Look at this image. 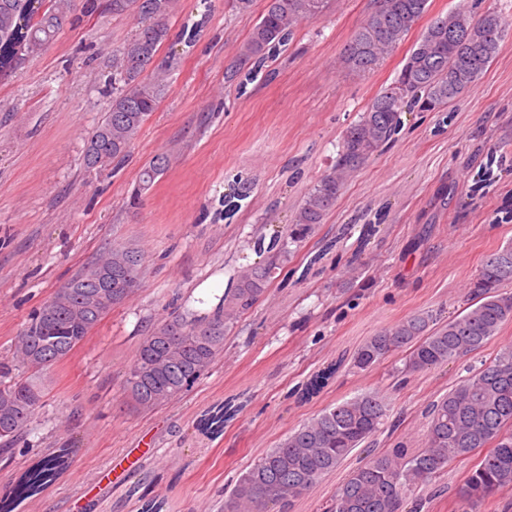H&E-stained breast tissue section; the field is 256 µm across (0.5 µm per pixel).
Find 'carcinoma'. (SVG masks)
Instances as JSON below:
<instances>
[{"label": "carcinoma", "instance_id": "carcinoma-1", "mask_svg": "<svg viewBox=\"0 0 512 512\" xmlns=\"http://www.w3.org/2000/svg\"><path fill=\"white\" fill-rule=\"evenodd\" d=\"M366 23L346 43L342 66L369 73L380 64L428 11L429 0H374ZM328 0H265L258 22L240 45L227 71L238 94L245 95L259 75L287 49L296 27L317 19ZM178 0H86L92 15L105 7L114 15H134L139 29L112 56L104 81L110 105L85 145L90 171L119 167L129 156L148 117L165 90L168 65L156 63L170 39L167 20ZM71 19L70 0H0V68L23 52L41 49ZM512 22L497 11L473 20L460 6L435 17L388 87L379 91L342 136L331 170L306 193L288 237L300 242L324 223L345 180L394 143L404 127L403 114L446 112L448 103L486 72ZM172 164L168 153L155 155L139 171L131 202L136 205ZM238 192L224 197L231 215L246 199L248 181L236 179ZM254 249L262 262L237 268L214 314L198 319L178 315L146 327L136 358L122 385L134 409L152 411L182 396L224 353L226 333L266 293L277 271L288 265V241L258 237ZM142 256L131 245H114L95 262L56 289L29 317L16 337L14 364L0 363V456L15 443L42 405L38 374L67 358L98 323L139 287ZM512 244L489 255L470 286L469 306L448 321L437 311L419 309L380 332L365 337L351 352L352 368L368 371L395 352L405 353L401 379L450 362H465L512 322ZM25 370L14 375V368ZM457 387L432 401L425 412L420 447L398 441L369 454L345 475L323 512H425L439 497L436 483L454 462L481 454L463 478L465 512H484L496 493L512 489V344L493 360L468 368ZM385 396L366 391L322 412L268 449L242 474L224 497V512H279L290 509L357 448L375 441L388 424ZM65 463V449L44 457L19 481L16 494L29 496L52 482Z\"/></svg>", "mask_w": 512, "mask_h": 512}]
</instances>
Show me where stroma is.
<instances>
[{"label": "stroma", "mask_w": 512, "mask_h": 512, "mask_svg": "<svg viewBox=\"0 0 512 512\" xmlns=\"http://www.w3.org/2000/svg\"><path fill=\"white\" fill-rule=\"evenodd\" d=\"M457 2L430 0L392 55L358 75L339 58L374 0H329L318 19L298 26L275 77L241 96L224 73L259 10L179 0L158 54L173 62L167 89L116 172L87 171L84 146L110 102L102 75L137 29L136 17L88 16L84 0H72V24L0 72V362L11 361L32 311L106 248L127 243L143 255L139 290L48 369L41 408L12 456L0 459V501L12 499V512H74L79 504L84 512H224L225 491L267 449L365 391L384 394L400 421L375 447L421 439L427 405L465 378V367L450 364L400 386L401 354L369 371L341 357L419 309L460 312L487 256L512 243V223L493 221L512 199V171L472 191L485 149L512 160V36L447 113L407 115L398 139L347 181L325 223L295 244L289 265L303 267L345 225L384 211L366 246L349 235L306 278L285 289L272 284L234 324L218 363L171 404L134 411L121 385L149 322L212 313L218 294L202 293V285L262 261L252 238L286 230L306 189L335 160L347 125L393 82L431 17ZM192 25L198 32L188 44L179 35ZM162 152L173 155L170 170L130 208L140 167ZM238 172L251 192L228 220L224 197ZM350 265L363 271L352 284L344 275ZM330 367L328 385L306 394L308 381ZM232 395L241 398L239 411L223 430L207 428L210 412ZM58 448L68 449L69 465L57 480L13 499L18 480ZM133 448L147 451L139 468L90 497L98 471Z\"/></svg>", "instance_id": "35a3bbf8"}]
</instances>
